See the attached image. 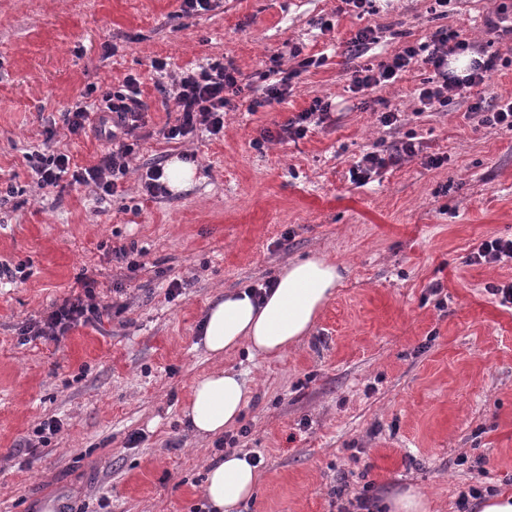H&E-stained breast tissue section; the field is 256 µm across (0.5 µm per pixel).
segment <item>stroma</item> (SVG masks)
Here are the masks:
<instances>
[{
	"label": "stroma",
	"mask_w": 512,
	"mask_h": 512,
	"mask_svg": "<svg viewBox=\"0 0 512 512\" xmlns=\"http://www.w3.org/2000/svg\"><path fill=\"white\" fill-rule=\"evenodd\" d=\"M504 6L512 0H458L440 19L425 0H378L364 15L345 0H218L192 15L180 0H0V183L14 189L0 200V264L26 273L0 285V512H203L218 452L182 409L218 367L253 392L240 447L261 457L259 486L241 512H337L342 483L348 500L367 484L381 499L411 489L429 512H457L459 493L482 481L512 489V308L488 291L512 282V264L467 262L481 240L512 238V131L475 126L460 98L420 111L415 91L430 75L420 62L352 94L346 52L366 26L378 37L374 63L447 26L507 57L512 43H489L484 27ZM296 46L325 61L298 72L284 102L253 112L240 102L216 137L163 138L176 106L157 89L153 61L175 75L230 60L252 78L274 58L296 70ZM131 74L152 123L123 196L39 188L27 153L49 141L77 165L97 163L105 138L67 136L64 114ZM316 97L331 105L324 123L260 142ZM373 99L398 112L396 125L382 124ZM410 137L421 157L352 181L364 153ZM184 154L198 183L145 196L147 168ZM425 155L444 163L427 168ZM116 246L142 250L136 271L113 262ZM314 254L342 279L308 337L278 358L207 354L210 304ZM86 275L103 301L123 288V310L57 343L24 341L23 326ZM175 278L182 292L171 297ZM51 417L60 430L29 460L25 441Z\"/></svg>",
	"instance_id": "obj_1"
}]
</instances>
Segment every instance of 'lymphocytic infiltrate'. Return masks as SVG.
I'll return each mask as SVG.
<instances>
[{"label": "lymphocytic infiltrate", "instance_id": "1", "mask_svg": "<svg viewBox=\"0 0 512 512\" xmlns=\"http://www.w3.org/2000/svg\"><path fill=\"white\" fill-rule=\"evenodd\" d=\"M470 48V42L456 30L436 28L425 42L405 45L390 60L356 67L351 75L350 90L363 94L393 83L419 59L432 72L417 90L421 105L444 107L452 98H464L469 102L468 117L477 125L512 130V99L492 107L484 98L470 96L471 88L490 80L501 67L507 66V59L495 52L487 53L472 59L465 76L449 72V55L463 54ZM172 86L178 116L162 130L168 140L184 139L201 128L213 136L220 134L224 130L225 110L231 108L241 94H248L249 107L255 110L283 102L293 90L291 76L280 75L277 66H270L263 73L261 84L255 85L230 61H215L200 70L183 72L174 79ZM141 95L139 77L129 75L119 89L104 94L100 101H77L64 115L68 134L82 136L91 130L100 132L111 147L96 164L80 168L72 166L69 155L61 151L31 153V168L40 187L88 186L101 200L120 195L129 168L128 160L140 140L139 132L148 124V108ZM81 287L82 294L54 303L42 321L24 328V336L31 341L44 337L57 341L72 329L111 313V303L97 301L94 279L82 278Z\"/></svg>", "mask_w": 512, "mask_h": 512}]
</instances>
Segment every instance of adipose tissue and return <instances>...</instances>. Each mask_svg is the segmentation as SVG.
I'll list each match as a JSON object with an SVG mask.
<instances>
[{
  "label": "adipose tissue",
  "mask_w": 512,
  "mask_h": 512,
  "mask_svg": "<svg viewBox=\"0 0 512 512\" xmlns=\"http://www.w3.org/2000/svg\"><path fill=\"white\" fill-rule=\"evenodd\" d=\"M341 280L335 264L312 255L289 262L262 298L242 287L210 305L203 325L205 349L216 356L243 349L250 356H282L311 331ZM251 401L239 373L216 370L197 381L182 415L194 433L220 435L232 429ZM258 471L242 451L225 453L209 469L204 495L212 512H237L251 500Z\"/></svg>",
  "instance_id": "1"
}]
</instances>
